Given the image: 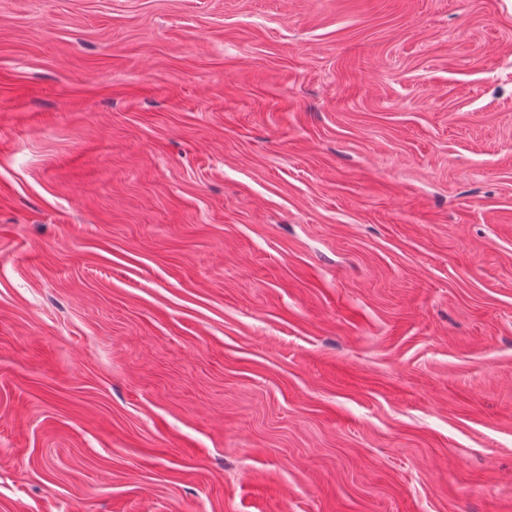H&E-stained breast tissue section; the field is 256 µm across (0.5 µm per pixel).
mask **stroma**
<instances>
[{"label":"stroma","mask_w":512,"mask_h":512,"mask_svg":"<svg viewBox=\"0 0 512 512\" xmlns=\"http://www.w3.org/2000/svg\"><path fill=\"white\" fill-rule=\"evenodd\" d=\"M0 512H512V0H0Z\"/></svg>","instance_id":"35a3bbf8"}]
</instances>
